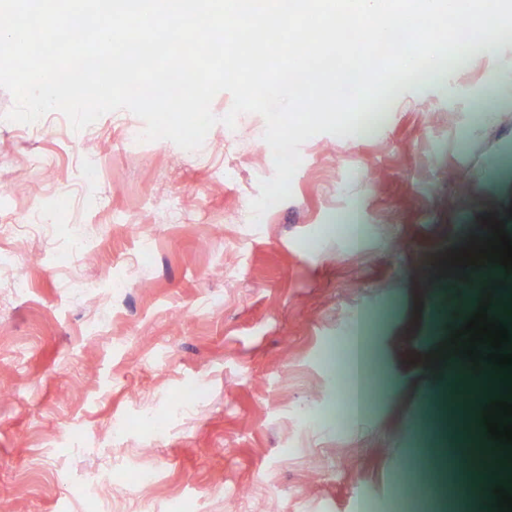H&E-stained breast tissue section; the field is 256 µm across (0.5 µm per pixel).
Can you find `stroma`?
I'll return each instance as SVG.
<instances>
[{"instance_id": "stroma-1", "label": "stroma", "mask_w": 512, "mask_h": 512, "mask_svg": "<svg viewBox=\"0 0 512 512\" xmlns=\"http://www.w3.org/2000/svg\"><path fill=\"white\" fill-rule=\"evenodd\" d=\"M13 105L0 89V218L48 224L0 251V495L22 490L16 512H394L418 448L455 512H498L468 478L471 406L447 363L501 269L448 255L487 217L512 234V37L397 84L373 126L306 141L291 196L256 226L274 174L260 115L187 151L134 139L145 124L124 109L79 131L45 116L23 139ZM361 332L378 362L346 410L340 362ZM91 472L110 499L86 495Z\"/></svg>"}]
</instances>
